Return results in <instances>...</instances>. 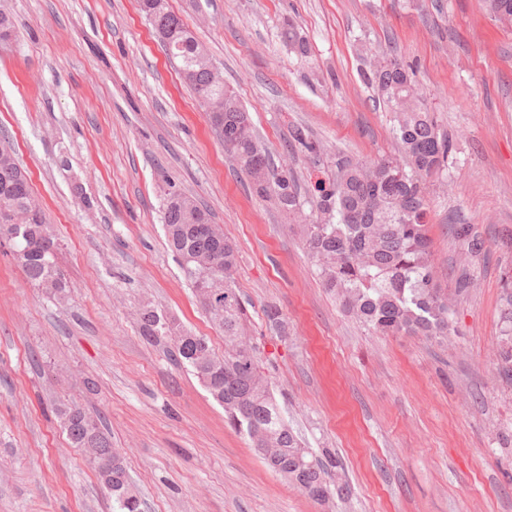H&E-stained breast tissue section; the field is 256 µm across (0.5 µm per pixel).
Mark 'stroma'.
Here are the masks:
<instances>
[{"label": "stroma", "instance_id": "stroma-1", "mask_svg": "<svg viewBox=\"0 0 512 512\" xmlns=\"http://www.w3.org/2000/svg\"><path fill=\"white\" fill-rule=\"evenodd\" d=\"M169 5L304 184L337 155L393 154L391 115L361 71L393 49L414 66L454 145L427 209L453 331L373 336L340 309L298 227L225 154L138 0H0L19 32L0 49V141L29 175L71 285L50 297L0 249V512H112L51 411L64 399L104 415L144 512H512V388L495 369L512 282V26L482 0ZM286 20L307 55L281 43ZM294 125L322 144L320 163L284 155ZM171 183L236 243L262 366L306 446L342 458L350 502L318 504L270 471L200 381L140 337L149 301L224 351L166 242ZM453 224L477 225L483 257L464 260ZM270 305L287 335L269 328Z\"/></svg>", "mask_w": 512, "mask_h": 512}]
</instances>
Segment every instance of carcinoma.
<instances>
[{
  "mask_svg": "<svg viewBox=\"0 0 512 512\" xmlns=\"http://www.w3.org/2000/svg\"><path fill=\"white\" fill-rule=\"evenodd\" d=\"M486 12L512 25V0H483ZM177 70L206 110L209 122L230 155L249 179L252 193L274 202L299 222L305 248L322 284L335 293L345 310L363 326L382 335L429 336L445 339L453 315L448 295L434 281L432 244L426 224V181L448 166L452 142L439 129L434 110L416 87L410 65L396 55L362 73L364 82L393 113L397 155L357 161L336 156V176L316 182L301 193L295 172L275 164L254 133L248 109L224 83L223 72L199 45L168 0H139ZM280 37L294 53L305 56L309 43L294 26L284 23ZM286 148L317 159L321 147L302 127L291 128ZM22 217L10 236L0 235L26 280L57 300L68 296V284L57 268V243L43 211L34 204L32 188L13 154L0 147V222ZM212 219L208 207L194 196L169 188L164 193L163 222L167 242L185 279L214 327L224 335V354L208 341L181 328L150 302L137 312L139 334L154 344L175 337L170 355L190 370L212 398L224 407L225 421L246 435L273 472L316 503L327 498L348 501L340 457L328 448L316 453L305 447L284 418L272 381L260 366V347L249 334V312L235 284L239 264L236 244L222 230H200ZM459 246L474 258L485 242L472 224H453ZM505 323L498 350V374L512 387V286L502 295ZM54 414L73 447L93 449L87 460L101 484L111 487L112 512H143L132 486L124 452L112 445L100 416L75 401H61Z\"/></svg>",
  "mask_w": 512,
  "mask_h": 512,
  "instance_id": "carcinoma-1",
  "label": "carcinoma"
}]
</instances>
